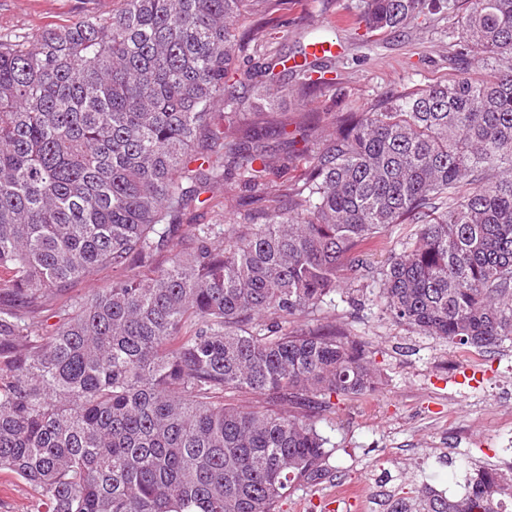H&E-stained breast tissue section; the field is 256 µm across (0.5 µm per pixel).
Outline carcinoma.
I'll list each match as a JSON object with an SVG mask.
<instances>
[{"label": "carcinoma", "instance_id": "cac0c4a2", "mask_svg": "<svg viewBox=\"0 0 512 512\" xmlns=\"http://www.w3.org/2000/svg\"><path fill=\"white\" fill-rule=\"evenodd\" d=\"M456 0H365L370 32ZM280 0H123L35 36L0 38V289L31 305L103 267L137 279L74 299L51 329L0 306V471L33 512H273L294 484L328 474L318 428L332 398L373 392L379 370L333 324L282 331L333 305L391 224H419L381 272L398 322L460 346L512 340V0L457 18L465 74L330 115L334 134L260 214L194 226L193 247L155 267L182 216L228 163L260 183L277 136L232 80L250 41L275 39ZM258 19L236 35L248 11ZM267 53L259 99L288 95L277 67L324 89L332 55ZM248 392L261 406L226 394ZM512 473L485 468L451 499L422 485L397 512H506Z\"/></svg>", "mask_w": 512, "mask_h": 512}]
</instances>
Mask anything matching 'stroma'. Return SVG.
I'll return each mask as SVG.
<instances>
[{"instance_id": "35a3bbf8", "label": "stroma", "mask_w": 512, "mask_h": 512, "mask_svg": "<svg viewBox=\"0 0 512 512\" xmlns=\"http://www.w3.org/2000/svg\"><path fill=\"white\" fill-rule=\"evenodd\" d=\"M120 6V0H0V36L37 34ZM364 6V0H289L279 12L284 27L275 48L291 52L317 34L343 43L330 63L333 86L314 92L306 108L291 97L277 105L290 122L309 126V152L325 145L324 113L367 110L460 74L449 61L461 46L454 19L423 14L399 32L369 33L359 23ZM255 195L247 173L229 171L207 193L212 207L192 205L184 221L223 223L217 202L231 196L249 204ZM115 278L111 268L100 269L22 315L53 324L65 301L111 287ZM373 286L369 279L351 283L323 315L356 334L381 372L379 388L337 400L324 415L319 429L332 447L328 475L291 488L275 512H390L421 484L459 498L477 469H512V343L466 350L424 336L385 313ZM466 367L476 379L462 377Z\"/></svg>"}]
</instances>
